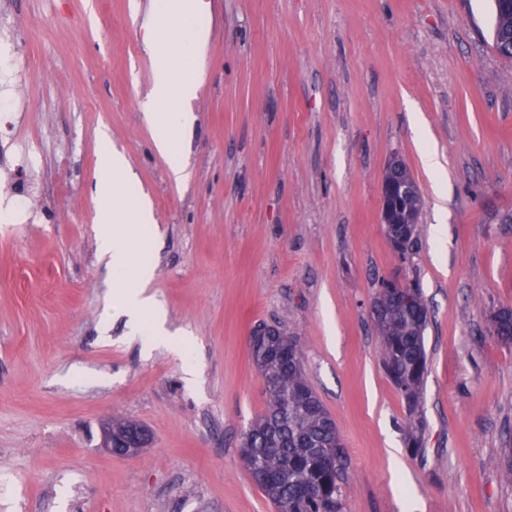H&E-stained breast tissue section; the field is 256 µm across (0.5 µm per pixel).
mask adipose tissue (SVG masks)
<instances>
[{
    "label": "adipose tissue",
    "mask_w": 512,
    "mask_h": 512,
    "mask_svg": "<svg viewBox=\"0 0 512 512\" xmlns=\"http://www.w3.org/2000/svg\"><path fill=\"white\" fill-rule=\"evenodd\" d=\"M210 34L205 0H154L150 19L141 26L142 43L153 59V87L147 115L156 150L170 159L176 181H184L182 135L192 122L180 103L199 87L198 59ZM95 197L97 247L112 270V295L131 333L160 338L167 315L147 285L152 278L142 253L156 235L152 210L123 154L99 133Z\"/></svg>",
    "instance_id": "1"
}]
</instances>
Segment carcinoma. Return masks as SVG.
<instances>
[{
    "instance_id": "obj_1",
    "label": "carcinoma",
    "mask_w": 512,
    "mask_h": 512,
    "mask_svg": "<svg viewBox=\"0 0 512 512\" xmlns=\"http://www.w3.org/2000/svg\"><path fill=\"white\" fill-rule=\"evenodd\" d=\"M493 47L512 59V6L494 0ZM416 231L414 224H394L388 237L402 260ZM382 282L373 316L382 350V364L410 410L417 409L427 373L425 330L428 310L419 289ZM495 338L512 344V309L492 313ZM252 358L262 373L267 408L245 432L240 450L253 482L276 512H343L349 469L348 455L336 425L309 385L298 341L285 331L259 325L252 336Z\"/></svg>"
}]
</instances>
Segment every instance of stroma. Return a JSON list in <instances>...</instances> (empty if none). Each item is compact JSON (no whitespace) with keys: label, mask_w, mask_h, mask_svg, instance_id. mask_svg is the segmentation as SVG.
<instances>
[{"label":"stroma","mask_w":512,"mask_h":512,"mask_svg":"<svg viewBox=\"0 0 512 512\" xmlns=\"http://www.w3.org/2000/svg\"><path fill=\"white\" fill-rule=\"evenodd\" d=\"M208 2L178 184L143 115L152 0H0L34 65L0 173L39 210L0 223V512H274L239 456L266 407L261 323L297 338L336 423L344 512H512V344L487 331L512 307V60L493 0ZM102 129L150 196V289L184 355L144 350L112 306ZM393 156L423 199L402 259L379 220ZM384 279L428 309L414 415L381 364ZM115 418L148 428L138 457L101 450ZM494 5L493 47L503 58L512 59V52L506 48L512 39V6L504 7L500 0H494Z\"/></svg>","instance_id":"1"}]
</instances>
